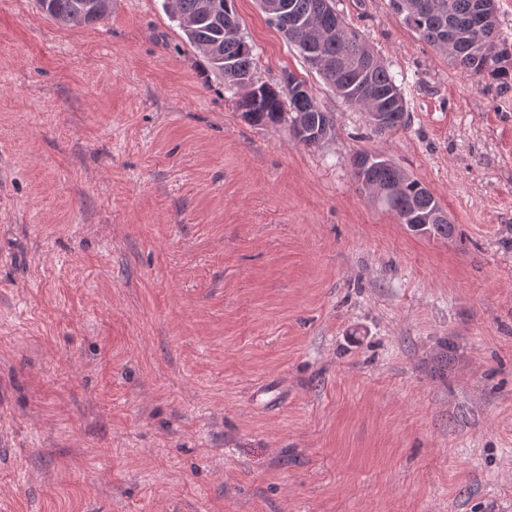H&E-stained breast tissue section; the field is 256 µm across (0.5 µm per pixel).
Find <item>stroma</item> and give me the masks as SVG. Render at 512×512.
Returning <instances> with one entry per match:
<instances>
[{
  "mask_svg": "<svg viewBox=\"0 0 512 512\" xmlns=\"http://www.w3.org/2000/svg\"><path fill=\"white\" fill-rule=\"evenodd\" d=\"M409 125L374 136L234 0L255 77L306 82L317 148L256 126L165 0L63 27L0 0V512H512V90L390 0H334ZM379 150L453 237L371 202Z\"/></svg>",
  "mask_w": 512,
  "mask_h": 512,
  "instance_id": "35a3bbf8",
  "label": "stroma"
}]
</instances>
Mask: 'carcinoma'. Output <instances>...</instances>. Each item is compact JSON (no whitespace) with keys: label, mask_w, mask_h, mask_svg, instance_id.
I'll return each instance as SVG.
<instances>
[{"label":"carcinoma","mask_w":512,"mask_h":512,"mask_svg":"<svg viewBox=\"0 0 512 512\" xmlns=\"http://www.w3.org/2000/svg\"><path fill=\"white\" fill-rule=\"evenodd\" d=\"M48 17L64 27L87 25L104 19L112 0H38ZM476 0H393L394 8L407 25L427 43L442 49V41L455 42V53L448 55L451 65L482 84L489 82L502 91L512 89V44L500 36L497 17L479 18ZM204 0H166L171 18L178 22L188 43L224 75V84L241 91L237 108L254 125L300 124L318 134L333 135L334 123L311 94L288 97L283 86L273 87L255 79L253 46L241 32L235 12L211 15ZM321 0H269L264 10L286 40L304 60L319 58L320 77L346 104L364 113L381 112L383 122L370 125L373 134L382 137L408 125L409 113L402 88L396 83L384 61L359 31L347 24L334 8L323 11ZM371 161L360 168L359 160ZM354 174L360 183L370 180L383 189L402 178L401 168L387 164L383 154L359 151L352 159ZM369 197L390 212L400 224L408 216L440 208L430 190L410 176L400 194Z\"/></svg>","instance_id":"cac0c4a2"}]
</instances>
